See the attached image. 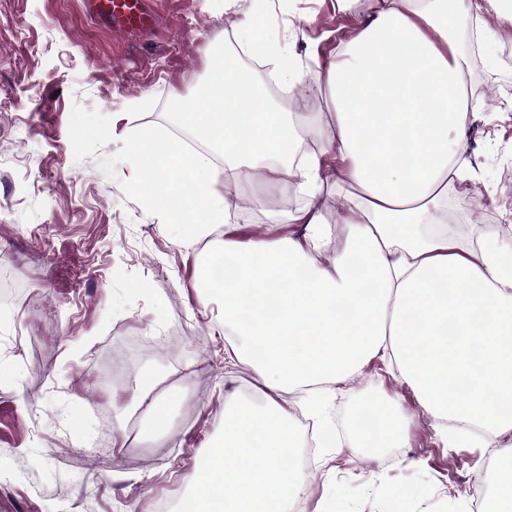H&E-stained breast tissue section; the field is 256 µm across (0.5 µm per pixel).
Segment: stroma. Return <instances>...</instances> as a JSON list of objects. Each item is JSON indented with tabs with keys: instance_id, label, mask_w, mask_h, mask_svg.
<instances>
[{
	"instance_id": "stroma-1",
	"label": "stroma",
	"mask_w": 512,
	"mask_h": 512,
	"mask_svg": "<svg viewBox=\"0 0 512 512\" xmlns=\"http://www.w3.org/2000/svg\"><path fill=\"white\" fill-rule=\"evenodd\" d=\"M141 35L97 26L81 0H0V269L18 294L0 300V512H152L201 480L198 459L224 430V410L252 368L232 361L224 327L196 290L214 240L179 242L164 203H148L125 140L174 129L171 106L191 100L237 23L287 34L309 77L271 100L281 112L327 113L319 85L338 43L336 0H153ZM490 53L471 59L475 90L461 155L470 179L449 195L452 223L472 242L491 229L512 246V22L490 13ZM285 210L238 209L242 244L280 233ZM165 375L168 425L112 413L131 382ZM326 406L339 443L320 447L300 497L305 512H471L497 448L452 446L390 355L332 383ZM395 405L406 437L397 456L357 447L350 425L365 402Z\"/></svg>"
}]
</instances>
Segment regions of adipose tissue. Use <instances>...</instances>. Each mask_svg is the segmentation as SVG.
<instances>
[{"mask_svg": "<svg viewBox=\"0 0 512 512\" xmlns=\"http://www.w3.org/2000/svg\"><path fill=\"white\" fill-rule=\"evenodd\" d=\"M487 1L506 2L336 0L364 16L322 74L329 115L275 111L228 64L212 66L195 97L179 104L218 146L237 195L252 207H267L253 190L257 172L287 179L303 203L286 221L307 234L244 247L228 231L202 259V302L216 305L234 356L261 375L272 398L225 410L222 435L198 462L205 478L175 512H285L305 479L281 463L298 437L275 395L312 388L308 409L320 417L319 385L381 352L391 353L435 426L481 423L487 446L512 432V248L487 234L475 252L448 234V183L466 173L457 145L471 110L455 32L481 20ZM238 39L274 64L282 85H306L285 39L256 36L246 21ZM309 136L334 164L314 153L295 157ZM136 145L142 195L166 202L183 241L227 222L209 155L150 129ZM331 187L345 201L347 247L325 266L318 257L331 239L323 215ZM160 381L135 378L131 404L158 432L166 426Z\"/></svg>", "mask_w": 512, "mask_h": 512, "instance_id": "1", "label": "adipose tissue"}]
</instances>
